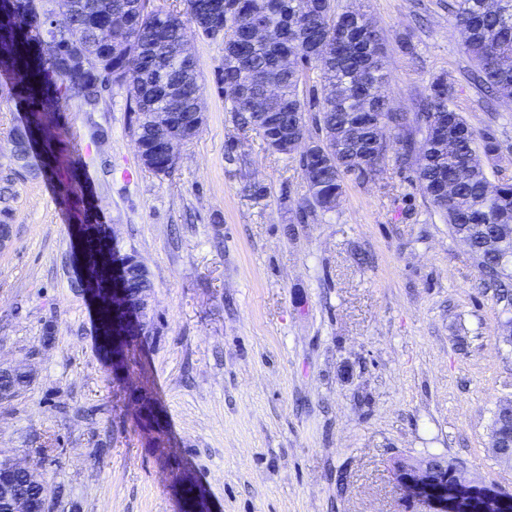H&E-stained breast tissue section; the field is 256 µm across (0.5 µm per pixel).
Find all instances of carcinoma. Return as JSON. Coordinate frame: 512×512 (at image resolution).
Segmentation results:
<instances>
[{"mask_svg": "<svg viewBox=\"0 0 512 512\" xmlns=\"http://www.w3.org/2000/svg\"><path fill=\"white\" fill-rule=\"evenodd\" d=\"M215 0H185V12L152 9L149 0H15V20L0 24V71L12 80L14 97L26 112L25 125L13 130L9 167L15 172L33 169L31 137L43 133L50 121L48 104L70 97L69 82L80 90L76 99L96 108L103 92L113 85L126 89L135 104L138 147L150 157V170L160 175L174 171L177 158L165 154L152 124V113H169L166 135L187 138L198 135L203 115L197 100L202 96L197 59L175 51V46L194 33L215 39L212 27H198L194 17L211 11ZM243 16L240 26L259 22L265 36L245 48L224 47V62L217 73L224 99L231 105L239 126L255 132L265 149L282 155V140L308 131L306 103L300 86L317 69L324 88L314 117V148L299 156L308 185L306 208L310 212L336 210L346 181L376 179L384 169L387 134L400 139L395 163L413 173L419 191L448 224L452 236L463 241L476 256L483 279L496 289L497 301L512 307V183H490L476 158L478 149L487 156L499 145L480 135L456 111L452 86L440 76L430 85L412 113L395 109L378 88L385 79L383 38L374 32L363 41L342 42L328 62L310 55V47L326 38L336 40L346 26L361 30L369 22L359 10L336 11L335 0H230ZM68 15L65 27L51 29L50 7ZM132 11L130 24L112 29V47L98 43L100 29L113 13ZM448 13L463 53L473 63L471 78L495 101H512V0H448ZM60 46V58L48 61L37 46L48 35ZM83 55L87 68L77 74L63 71L62 58ZM299 57V70L281 65L284 55ZM270 84L276 96L270 100L256 90ZM117 250L98 232L86 240L89 271L98 277L104 249ZM129 288L144 293L152 288L141 264L125 269ZM140 334L129 330L124 351L113 359L117 368L128 367L130 353ZM0 387L28 383L23 372L0 371ZM438 473L448 470L454 478L464 471L458 462L433 457ZM47 487L31 482L21 472L12 474L9 488L0 491L4 502L19 496L42 512Z\"/></svg>", "mask_w": 512, "mask_h": 512, "instance_id": "1", "label": "carcinoma"}]
</instances>
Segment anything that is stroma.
Segmentation results:
<instances>
[{"mask_svg": "<svg viewBox=\"0 0 512 512\" xmlns=\"http://www.w3.org/2000/svg\"><path fill=\"white\" fill-rule=\"evenodd\" d=\"M447 0L362 6L386 38L384 93L414 111L447 76L454 105L501 146L491 182L512 178V104L470 83ZM204 122L171 175L140 161L136 114L113 86L96 111L60 99L53 177L10 175L21 125L0 75V189L14 242L0 253V365L30 382L0 401V460L36 466L48 512H402L394 458L438 455L512 491L489 447L512 395L506 314L477 263L394 157L348 181L335 211L299 213L297 155L242 130L213 79L221 43L191 35ZM90 209L153 282L147 333L113 374L83 289L72 226ZM149 401L161 430L143 429Z\"/></svg>", "mask_w": 512, "mask_h": 512, "instance_id": "35a3bbf8", "label": "stroma"}]
</instances>
